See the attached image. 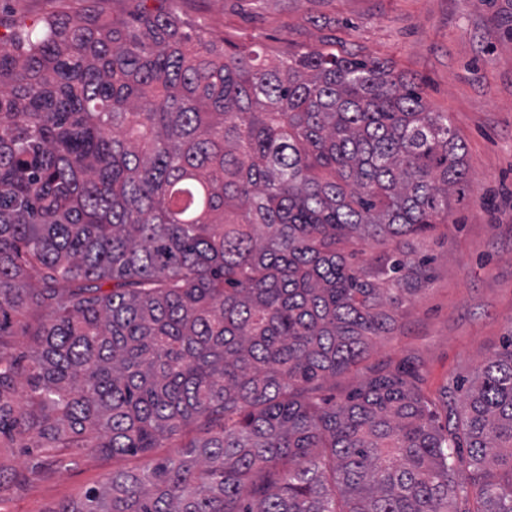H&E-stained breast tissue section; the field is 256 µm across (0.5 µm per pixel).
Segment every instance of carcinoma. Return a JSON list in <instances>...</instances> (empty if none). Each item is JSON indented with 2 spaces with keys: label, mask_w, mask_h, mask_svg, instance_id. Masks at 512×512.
<instances>
[{
  "label": "carcinoma",
  "mask_w": 512,
  "mask_h": 512,
  "mask_svg": "<svg viewBox=\"0 0 512 512\" xmlns=\"http://www.w3.org/2000/svg\"><path fill=\"white\" fill-rule=\"evenodd\" d=\"M140 2L0 38V436L144 460L58 512H512V332L436 395L368 363L467 181L448 114Z\"/></svg>",
  "instance_id": "cac0c4a2"
}]
</instances>
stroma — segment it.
I'll list each match as a JSON object with an SVG mask.
<instances>
[{
	"instance_id": "35a3bbf8",
	"label": "stroma",
	"mask_w": 512,
	"mask_h": 512,
	"mask_svg": "<svg viewBox=\"0 0 512 512\" xmlns=\"http://www.w3.org/2000/svg\"><path fill=\"white\" fill-rule=\"evenodd\" d=\"M96 0H0V20L37 24ZM225 45L258 43L269 60L340 45L417 77L466 146L468 179L448 230L419 248L432 277L398 310L372 360L419 355L428 386L469 374L512 330V0H163ZM135 457L25 448L0 437V512H57Z\"/></svg>"
}]
</instances>
